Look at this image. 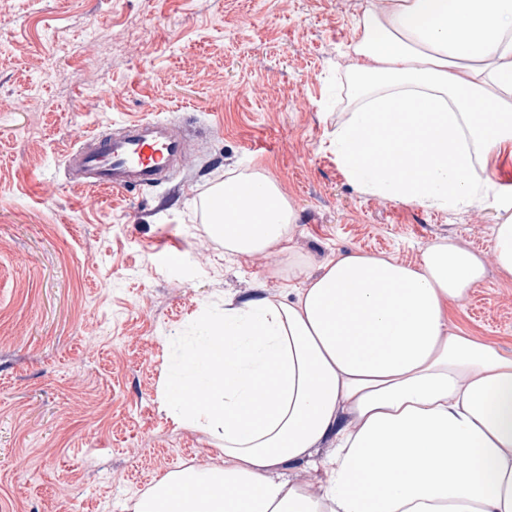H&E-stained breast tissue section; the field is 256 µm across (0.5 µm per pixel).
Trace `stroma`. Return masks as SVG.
Listing matches in <instances>:
<instances>
[{
	"mask_svg": "<svg viewBox=\"0 0 512 512\" xmlns=\"http://www.w3.org/2000/svg\"><path fill=\"white\" fill-rule=\"evenodd\" d=\"M361 0H0V512H127L167 473L217 467L160 398L178 337L207 313L282 299L352 251L409 264L453 237L485 277L451 325L512 356L496 209L445 213L363 193L329 148L348 111ZM169 117L192 140L173 182L71 186L63 154L113 122ZM262 169L296 227L227 255L212 189Z\"/></svg>",
	"mask_w": 512,
	"mask_h": 512,
	"instance_id": "1",
	"label": "stroma"
}]
</instances>
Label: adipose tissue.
Returning <instances> with one entry per match:
<instances>
[{"mask_svg": "<svg viewBox=\"0 0 512 512\" xmlns=\"http://www.w3.org/2000/svg\"><path fill=\"white\" fill-rule=\"evenodd\" d=\"M330 134L361 191L440 211L489 204L492 250L512 276V192L487 173L512 154V0H365ZM209 218L232 254L267 252L296 214L262 171L225 180ZM302 288L206 316L162 394L201 428L220 468L161 478L130 512H512V356L451 326L481 255L448 238L418 262L350 252ZM334 439L336 452L314 450ZM318 473V488L284 465Z\"/></svg>", "mask_w": 512, "mask_h": 512, "instance_id": "adipose-tissue-1", "label": "adipose tissue"}]
</instances>
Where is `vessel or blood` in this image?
Listing matches in <instances>:
<instances>
[{
	"label": "vessel or blood",
	"mask_w": 512,
	"mask_h": 512,
	"mask_svg": "<svg viewBox=\"0 0 512 512\" xmlns=\"http://www.w3.org/2000/svg\"><path fill=\"white\" fill-rule=\"evenodd\" d=\"M189 145L169 119L142 118L88 134L64 162L71 185L88 190L159 187L184 166Z\"/></svg>",
	"instance_id": "1"
}]
</instances>
